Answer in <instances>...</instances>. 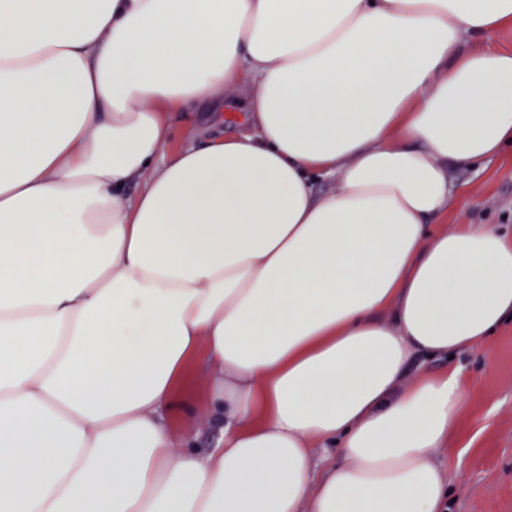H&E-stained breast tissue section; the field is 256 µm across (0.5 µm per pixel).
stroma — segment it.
I'll list each match as a JSON object with an SVG mask.
<instances>
[{"instance_id": "obj_1", "label": "stroma", "mask_w": 512, "mask_h": 512, "mask_svg": "<svg viewBox=\"0 0 512 512\" xmlns=\"http://www.w3.org/2000/svg\"><path fill=\"white\" fill-rule=\"evenodd\" d=\"M461 205L441 218L451 224L512 228V149L474 169L453 168ZM468 377L469 406L460 434L440 451L451 476L448 512H512V323L488 345L455 354Z\"/></svg>"}]
</instances>
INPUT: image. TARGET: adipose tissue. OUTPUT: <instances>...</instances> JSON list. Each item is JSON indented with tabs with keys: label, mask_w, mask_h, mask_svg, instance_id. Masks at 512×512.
Segmentation results:
<instances>
[{
	"label": "adipose tissue",
	"mask_w": 512,
	"mask_h": 512,
	"mask_svg": "<svg viewBox=\"0 0 512 512\" xmlns=\"http://www.w3.org/2000/svg\"><path fill=\"white\" fill-rule=\"evenodd\" d=\"M499 28L512 0H0V512H445L466 375L410 365L512 319V235L429 229L512 144ZM229 88L239 126L171 146ZM473 45L485 50L512 49V29H505L480 37ZM210 107L198 106L189 110H182L170 114L172 145L183 143L198 133L209 123L212 113ZM193 431L198 441V447L208 448L212 447L218 433V426L210 417L200 415L193 420Z\"/></svg>",
	"instance_id": "1"
}]
</instances>
